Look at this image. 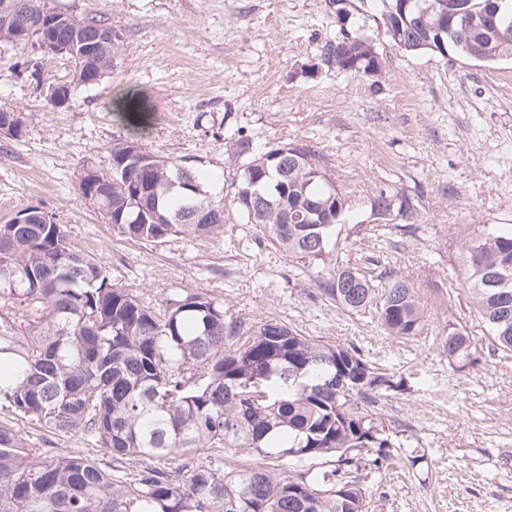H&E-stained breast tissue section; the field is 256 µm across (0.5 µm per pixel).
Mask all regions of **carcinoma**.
<instances>
[{
  "label": "carcinoma",
  "instance_id": "carcinoma-1",
  "mask_svg": "<svg viewBox=\"0 0 512 512\" xmlns=\"http://www.w3.org/2000/svg\"><path fill=\"white\" fill-rule=\"evenodd\" d=\"M33 39L47 11L43 0H22ZM381 21L393 46L396 35L425 39L416 52L444 59L466 57L487 64L512 59V0H382ZM336 38L320 46L321 62L350 76L382 68L372 40L350 23L352 0H328ZM71 55L76 84L90 87L112 70L121 36L101 56L90 45ZM114 109L131 128L130 142L147 129L153 113L140 91L127 90ZM238 155L254 165L257 179H234L230 200L202 196L200 174L160 159L139 171L125 160L128 146L110 152L112 190L119 204L87 193L85 173L78 189L130 239L156 241L173 234L192 238L224 233L226 207L247 224H262L270 243L285 255L325 261L326 247L309 242L305 219L322 213L317 229L328 243L340 223L343 196L330 192L319 173L325 157L300 144H277ZM288 155V169L279 174ZM273 191L277 207L251 216L248 196ZM374 203L415 211L414 198L382 192ZM204 211L209 220L191 215ZM465 287L496 348L512 352V232L489 234L466 246ZM362 283L349 287L346 266L319 273L322 291L349 312L375 310L389 336H417L424 312L407 281L366 259ZM19 298L32 317L26 328L0 313V368L9 364L10 383L0 371V404L17 415L61 433L81 432L115 461L144 460L127 481L80 455L44 456L18 432L0 426V512H367L365 492L353 469L362 451L373 465L391 459L396 444L375 407L384 392L399 387L352 346L301 334L273 319L251 323L224 316V303L199 294L168 299L158 315L136 295L112 281L88 254L69 244L60 224H0V299ZM444 350L463 362L470 337L453 332ZM205 380L190 384L192 371ZM361 376L357 389L327 385L333 376ZM214 449L207 464L193 461ZM290 451L284 455L283 451ZM257 453L265 463L227 471L224 456ZM287 459L305 471L292 479L270 466ZM333 460L330 469L317 462ZM177 460L173 466L170 461Z\"/></svg>",
  "mask_w": 512,
  "mask_h": 512
}]
</instances>
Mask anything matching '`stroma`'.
I'll return each mask as SVG.
<instances>
[{
    "label": "stroma",
    "mask_w": 512,
    "mask_h": 512,
    "mask_svg": "<svg viewBox=\"0 0 512 512\" xmlns=\"http://www.w3.org/2000/svg\"><path fill=\"white\" fill-rule=\"evenodd\" d=\"M44 2L104 20L122 52L97 85L73 87L57 108L46 87L71 81L70 61L0 43V107L23 125L19 137L0 136V224L41 208L155 312L175 294H200L222 301L226 318L275 319L384 365L398 387L377 406L399 455L417 462L407 471L360 466L368 512H512V352L496 349L460 284L468 243L512 231V59L403 53L382 26L380 0H355V20L383 59L377 75L359 78L320 62L319 46L336 35L325 0ZM130 88L144 91L154 114L146 149L203 173L207 196L228 192L239 142L254 152L285 143L322 152L347 200L327 262L284 256L262 225L234 214L215 238L114 235L77 176L108 173L112 147L130 136L112 103ZM383 192L415 197L414 213L376 218ZM382 241L385 262L423 307L421 335L389 338L374 311L347 312L316 283L321 266L363 267ZM454 331L471 338L467 363L443 349ZM0 425L44 455L88 456L128 479L140 467H114L86 436L3 405Z\"/></svg>",
    "instance_id": "obj_1"
}]
</instances>
